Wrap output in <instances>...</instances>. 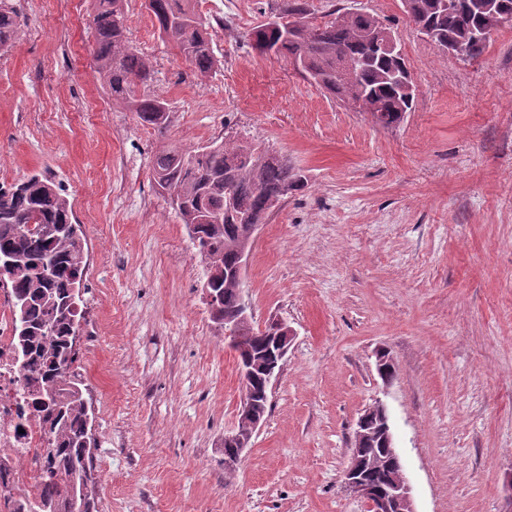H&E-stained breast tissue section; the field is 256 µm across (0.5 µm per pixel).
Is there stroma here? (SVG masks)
<instances>
[{"label":"stroma","instance_id":"obj_1","mask_svg":"<svg viewBox=\"0 0 512 512\" xmlns=\"http://www.w3.org/2000/svg\"><path fill=\"white\" fill-rule=\"evenodd\" d=\"M362 10L394 29L416 85L377 125L250 37L285 3ZM0 53V183H63L96 275L80 346L98 512H366L342 473L363 411L389 412L416 512H512V24L484 53L438 50L401 0H197L207 75L124 0L131 44L171 112L162 130L112 98L93 60V0H17ZM237 135L306 178L262 224L242 297L295 337L235 471L219 448L243 397L200 288L206 267L154 185L161 150ZM395 366L390 381L376 354Z\"/></svg>","mask_w":512,"mask_h":512}]
</instances>
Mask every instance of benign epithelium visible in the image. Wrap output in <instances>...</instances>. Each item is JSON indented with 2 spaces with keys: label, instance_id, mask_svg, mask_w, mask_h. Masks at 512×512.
Here are the masks:
<instances>
[{
  "label": "benign epithelium",
  "instance_id": "7a95c632",
  "mask_svg": "<svg viewBox=\"0 0 512 512\" xmlns=\"http://www.w3.org/2000/svg\"><path fill=\"white\" fill-rule=\"evenodd\" d=\"M484 10L491 12L493 17L492 25L486 27L481 35L484 40L489 39L504 24L512 22L511 16L497 13L493 0H485ZM371 41L394 55L401 54L396 37L381 21L376 25ZM259 229L258 224H242L239 227L234 243L237 253L234 281L237 283L242 280L249 251ZM216 325L239 359L238 369L243 388L237 422L232 430L224 434L223 440V446L229 448L224 453V466L231 469L239 461L242 452L251 447L253 435L264 421L268 395L257 397L251 388V380L258 376L262 379L263 390H272L295 334L283 320H273L259 328L255 327L252 313L248 312V307L242 301L238 303L232 317L218 319ZM258 331L263 335L269 331L273 333L274 348L261 353L252 350L251 341ZM374 441L383 443L388 451L387 463L392 473L383 482L373 477L376 465L367 464L365 458V446ZM343 480L350 493L364 500L367 512H415L401 457L396 451L387 409L380 401L364 410L356 423L352 455L343 472Z\"/></svg>",
  "mask_w": 512,
  "mask_h": 512
}]
</instances>
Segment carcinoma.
Returning <instances> with one entry per match:
<instances>
[{
	"label": "carcinoma",
	"mask_w": 512,
	"mask_h": 512,
	"mask_svg": "<svg viewBox=\"0 0 512 512\" xmlns=\"http://www.w3.org/2000/svg\"><path fill=\"white\" fill-rule=\"evenodd\" d=\"M123 0H95L93 59L112 96L135 112L140 123L164 128L169 111L164 99L140 92L153 82L150 62L130 45L123 23ZM436 0H403L410 21L425 24L436 39L461 45L463 59L479 57L486 44L480 31L486 16L478 0H455L438 8ZM161 37L178 49L203 76L216 64L211 28L193 0H145ZM377 18L367 13L339 14L321 23L302 17L288 6L275 20L254 31L255 46L288 60L339 101L375 122L391 127L412 110L414 92H405L407 63L368 43L365 35ZM18 13L12 0H0V52L19 36ZM357 67L350 80L336 63ZM257 154L269 151L249 138L216 141L191 154L176 148L153 159L158 190L170 192L182 224L196 225L193 240L207 258L210 287L224 289L221 312L230 317L237 302L234 284L224 268L234 261L231 244L239 224H263L269 216L266 201L281 199L304 187L305 177L288 159L271 155L264 164ZM215 210L224 212L219 224L203 222ZM88 246L63 185L55 177L37 173L25 180L0 183V255L10 265L0 270V282L11 288L14 349L31 396V407L43 413L53 435L39 474L37 497L15 503L13 512H97L91 493L69 492L65 479L75 475L92 481L97 441L87 435L92 411L83 378L64 375L77 350L81 322L80 293L86 289Z\"/></svg>",
	"instance_id": "obj_1"
}]
</instances>
